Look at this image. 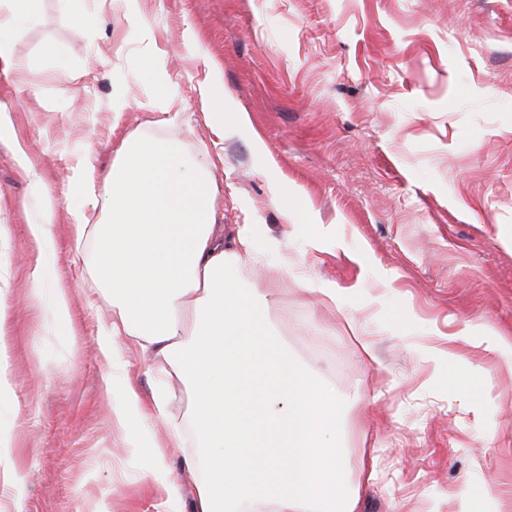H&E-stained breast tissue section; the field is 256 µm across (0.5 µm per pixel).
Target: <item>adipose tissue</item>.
Masks as SVG:
<instances>
[{
    "instance_id": "1",
    "label": "adipose tissue",
    "mask_w": 512,
    "mask_h": 512,
    "mask_svg": "<svg viewBox=\"0 0 512 512\" xmlns=\"http://www.w3.org/2000/svg\"><path fill=\"white\" fill-rule=\"evenodd\" d=\"M40 2L0 0V57L21 69L11 31L36 21ZM104 181V208L70 214L76 257L92 256L112 295L99 358L117 363L127 338L150 355L159 382L148 405L125 385L115 418L123 427L159 419L177 446L183 432L169 405L179 387L192 398L196 451L181 472L166 465L162 443L146 446L168 498L179 501L188 481L191 512H357L359 496L330 446L336 399L273 336L266 289L240 282L241 269L257 265L255 227L242 225L235 247L225 246L208 152L130 135Z\"/></svg>"
}]
</instances>
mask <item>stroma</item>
<instances>
[{"mask_svg":"<svg viewBox=\"0 0 512 512\" xmlns=\"http://www.w3.org/2000/svg\"><path fill=\"white\" fill-rule=\"evenodd\" d=\"M84 5L105 18L93 35L74 28L68 0H43L39 20L12 31L30 70L0 59V311L14 377L0 425L28 475L24 512H190L194 487L168 502L138 447L165 441L164 424L114 418L124 379L146 402L156 383L133 344L115 368L100 361L112 298L77 271L66 217L87 204L64 192L70 168L85 158L105 174L133 132L223 155L225 240L253 224L259 261L297 257L267 316L339 404L332 444L357 512H468L466 490L485 482L496 492L478 512H512V351L497 345L512 342V0H139L135 29L122 0ZM157 50L170 111L134 78ZM214 61L221 138L199 94ZM28 159L61 192L51 252L26 233L39 205ZM276 183L306 205L304 221L284 223ZM37 270L67 290L70 323L52 325ZM323 288L338 306H321ZM452 361L478 390L449 384Z\"/></svg>","mask_w":512,"mask_h":512,"instance_id":"35a3bbf8","label":"stroma"}]
</instances>
